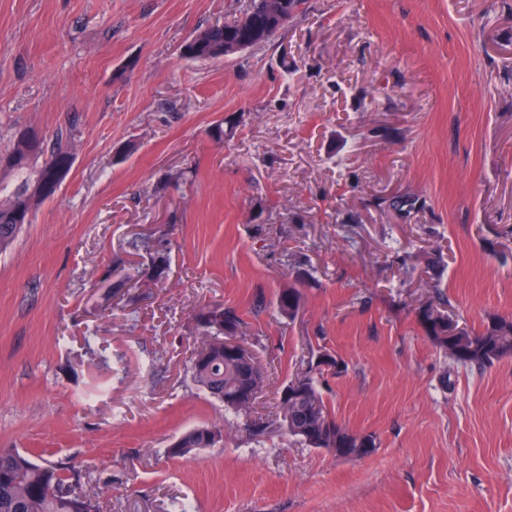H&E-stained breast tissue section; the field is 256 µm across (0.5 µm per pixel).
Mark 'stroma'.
I'll return each mask as SVG.
<instances>
[{
	"instance_id": "35a3bbf8",
	"label": "stroma",
	"mask_w": 512,
	"mask_h": 512,
	"mask_svg": "<svg viewBox=\"0 0 512 512\" xmlns=\"http://www.w3.org/2000/svg\"><path fill=\"white\" fill-rule=\"evenodd\" d=\"M244 4L0 0V149L23 127L75 147L0 255V448L82 471L101 512H512V358L456 365L417 320L438 290L472 328L512 315V11L306 0L261 47L181 57ZM118 259L140 273L135 304L96 287ZM295 283V319L255 310ZM216 304L268 371L257 440L189 373L194 315ZM312 348L342 363L322 386L376 435L370 454L307 448L277 423ZM217 421L223 443L167 457Z\"/></svg>"
}]
</instances>
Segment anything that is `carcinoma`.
<instances>
[{
	"mask_svg": "<svg viewBox=\"0 0 512 512\" xmlns=\"http://www.w3.org/2000/svg\"><path fill=\"white\" fill-rule=\"evenodd\" d=\"M282 2L288 20L282 22L262 8L255 9L247 22L235 15L196 32L181 45V56L195 62L220 63L229 58L228 49L238 41H246L253 48L264 45L288 26L304 4V0ZM19 134L20 131H15L10 146L0 150V254L13 246L25 225L33 223L37 204L55 195L60 183L54 179V173H67L73 164V155L61 134L52 143L45 142L42 136L36 139L34 161L26 165L11 163L10 159L22 151ZM35 182L42 184V193L32 200L28 191ZM150 258L152 280H164L168 269L164 249H154ZM102 282L104 301L121 296L135 304L136 297L131 293L135 287L133 277L114 281L112 271L108 270ZM304 304L302 291L291 286L281 289L275 297L278 313L290 320ZM444 304L443 295H437L419 309L418 320L426 335L453 362L486 368L512 356V316L490 315L483 328L476 331L454 319L444 310ZM195 319L206 340L191 360L193 381L221 403L225 411L244 417L243 430L250 437H262L266 433L265 423L251 418L250 413L264 391L267 371L253 353L228 356L223 349L224 337L243 335V319L236 308L222 305L200 309ZM302 364L305 369L294 378L298 383L295 399L285 397V387L277 402L278 419L288 435L310 448H323L344 458H361L371 453L377 448L376 436L354 432L339 421L316 378L326 366L339 368L337 359L312 350ZM211 431L221 439L224 426L207 424L187 430L167 449L168 456L180 457L215 447ZM73 497L84 499L92 512H98L99 505L86 493L84 477L78 471L62 462H37L32 454L17 448H0V512H70Z\"/></svg>",
	"mask_w": 512,
	"mask_h": 512,
	"instance_id": "obj_1",
	"label": "carcinoma"
}]
</instances>
